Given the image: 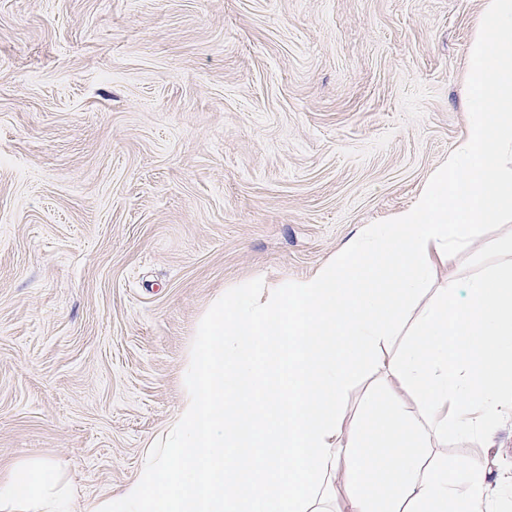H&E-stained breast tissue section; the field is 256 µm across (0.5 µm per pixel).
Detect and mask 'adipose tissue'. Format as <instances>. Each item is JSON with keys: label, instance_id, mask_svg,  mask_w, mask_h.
<instances>
[{"label": "adipose tissue", "instance_id": "1", "mask_svg": "<svg viewBox=\"0 0 512 512\" xmlns=\"http://www.w3.org/2000/svg\"><path fill=\"white\" fill-rule=\"evenodd\" d=\"M466 60L465 131L413 204L303 278L216 296L155 458L87 512H310L329 473L347 512H487L484 475L431 448L512 415V0H483ZM395 338L339 440L352 366ZM59 472L0 465V512H65Z\"/></svg>", "mask_w": 512, "mask_h": 512}]
</instances>
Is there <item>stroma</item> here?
<instances>
[{"instance_id":"stroma-1","label":"stroma","mask_w":512,"mask_h":512,"mask_svg":"<svg viewBox=\"0 0 512 512\" xmlns=\"http://www.w3.org/2000/svg\"><path fill=\"white\" fill-rule=\"evenodd\" d=\"M482 0H0V460L133 482L212 297L409 207ZM379 370L356 368L348 433ZM512 512V417L434 451Z\"/></svg>"}]
</instances>
